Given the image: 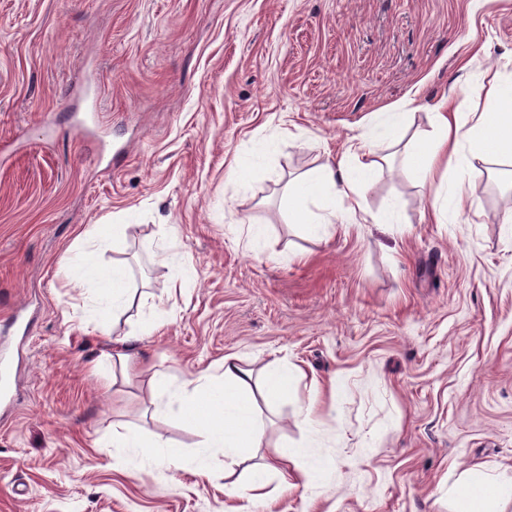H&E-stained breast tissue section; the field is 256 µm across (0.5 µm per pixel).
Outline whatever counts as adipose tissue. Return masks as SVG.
<instances>
[{
  "instance_id": "1",
  "label": "adipose tissue",
  "mask_w": 512,
  "mask_h": 512,
  "mask_svg": "<svg viewBox=\"0 0 512 512\" xmlns=\"http://www.w3.org/2000/svg\"><path fill=\"white\" fill-rule=\"evenodd\" d=\"M465 106L462 99L437 104L432 115L434 135L405 153L404 166L421 172L426 180L443 182L448 178L449 168L461 161L511 157L512 113L488 109L463 137L459 134V119ZM401 119L398 112L377 114L370 137L328 159L315 174L297 177L285 197L289 223L299 226L309 236L326 239L336 222L337 201L346 199L351 210H364V183L350 173V160L361 152L373 156L374 166L385 163L381 150L392 140ZM124 231V224L118 222L91 225L80 233L77 246L67 250L59 260L61 271L94 288L96 301L86 321L103 333L109 329L110 318L120 317L136 300L127 286L126 270L118 265L108 273L96 269L90 248L102 235L116 239ZM289 381L288 369L277 364L270 368L264 380H257L232 356L225 357L224 372L218 378L204 372L183 382L155 377L154 420L164 421L173 413L190 423L197 436L193 451L125 427L113 431L112 453L140 465L161 464L169 468L189 465L202 476L207 473L209 461L220 456L224 459L225 474H232L252 449L262 444L264 422L255 405V396H262L267 404H277L287 396ZM263 470L274 474L286 491L308 489L322 478V470L314 461L293 464L291 455L285 451L271 452ZM511 493L492 477L477 478L456 489L457 512H486L492 502Z\"/></svg>"
}]
</instances>
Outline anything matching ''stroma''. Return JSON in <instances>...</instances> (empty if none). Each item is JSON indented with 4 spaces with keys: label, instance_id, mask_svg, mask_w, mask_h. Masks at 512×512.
I'll use <instances>...</instances> for the list:
<instances>
[{
    "label": "stroma",
    "instance_id": "1",
    "mask_svg": "<svg viewBox=\"0 0 512 512\" xmlns=\"http://www.w3.org/2000/svg\"><path fill=\"white\" fill-rule=\"evenodd\" d=\"M473 82L512 84V0H0V512H224L223 459L205 478L96 445L141 426L191 448L178 418L153 420L152 378L217 376L229 355L299 370L262 412L265 446L306 447L312 400L323 443L321 481L267 476V503L238 512H453L468 473L512 484V159L461 165L444 224L413 171H371L365 212L326 241L282 209L376 113L408 114L399 160ZM392 204L401 223L371 222ZM115 218L126 238L96 263L125 262L164 322L130 340L129 383L112 340L139 311L82 327L95 295L58 271Z\"/></svg>",
    "mask_w": 512,
    "mask_h": 512
}]
</instances>
